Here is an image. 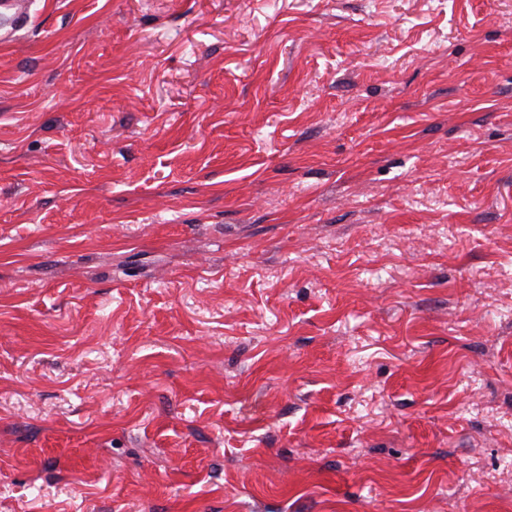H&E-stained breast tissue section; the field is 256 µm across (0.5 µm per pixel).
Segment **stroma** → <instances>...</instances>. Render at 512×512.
<instances>
[{"label": "stroma", "mask_w": 512, "mask_h": 512, "mask_svg": "<svg viewBox=\"0 0 512 512\" xmlns=\"http://www.w3.org/2000/svg\"><path fill=\"white\" fill-rule=\"evenodd\" d=\"M28 4L0 512H512V0Z\"/></svg>", "instance_id": "35a3bbf8"}]
</instances>
